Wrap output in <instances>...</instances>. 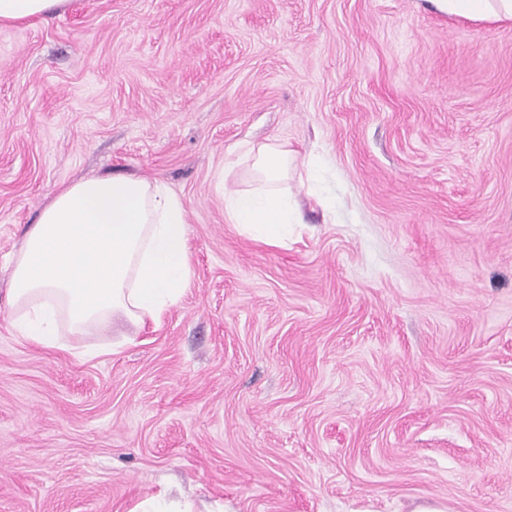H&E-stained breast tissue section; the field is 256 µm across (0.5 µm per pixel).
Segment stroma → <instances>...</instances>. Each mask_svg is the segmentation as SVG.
I'll use <instances>...</instances> for the list:
<instances>
[{
    "instance_id": "obj_1",
    "label": "stroma",
    "mask_w": 512,
    "mask_h": 512,
    "mask_svg": "<svg viewBox=\"0 0 512 512\" xmlns=\"http://www.w3.org/2000/svg\"><path fill=\"white\" fill-rule=\"evenodd\" d=\"M269 139L284 247L227 219L245 169L218 180ZM112 171L181 197L191 286L87 361L0 302V512H512V20L78 0L0 27V295L55 192Z\"/></svg>"
}]
</instances>
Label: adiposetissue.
<instances>
[{
    "instance_id": "1",
    "label": "adipose tissue",
    "mask_w": 512,
    "mask_h": 512,
    "mask_svg": "<svg viewBox=\"0 0 512 512\" xmlns=\"http://www.w3.org/2000/svg\"><path fill=\"white\" fill-rule=\"evenodd\" d=\"M442 11L512 19V0H433ZM76 0H0V26L58 16ZM292 154L269 140L246 144L236 161L255 185L224 198L230 221L266 244L284 242L293 223L286 183ZM5 303L19 336L79 359L99 349L76 336L160 322L192 280L188 216L162 180L94 174L65 185L10 258Z\"/></svg>"
}]
</instances>
